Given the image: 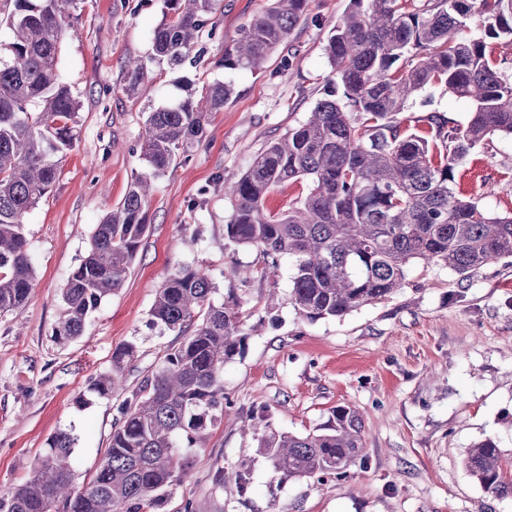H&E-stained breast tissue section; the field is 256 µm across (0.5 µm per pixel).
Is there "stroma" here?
Here are the masks:
<instances>
[{"mask_svg": "<svg viewBox=\"0 0 512 512\" xmlns=\"http://www.w3.org/2000/svg\"><path fill=\"white\" fill-rule=\"evenodd\" d=\"M269 0H222L201 62L150 64V96L127 94L124 63L148 58L163 0H78L61 39L59 66L80 103L81 126L47 198L25 218L34 288L17 312L0 315V487L27 480L56 433L75 439L77 482L88 481L111 443L122 401L154 373L175 333L151 326L166 277L203 265L215 302L235 290L246 335L224 366L230 403L161 512H512V498L486 493L463 458L492 437L512 456V257L464 279L440 263L411 265L390 297L340 317L308 321L293 307L295 260L266 258L224 236L239 178L270 142L303 124L320 100L341 99L326 46L349 0H309L288 39L256 68L227 69L224 51ZM234 87L212 113L202 141L155 180L149 228L122 286L91 315L81 336L56 343L62 290L87 255L97 224L145 170L140 144L148 112L179 103L214 81ZM468 100L430 89L405 121L429 111L456 123ZM456 195L488 213L512 214V135L476 146L455 169ZM255 274L241 280L239 269ZM136 346L122 389L102 397L91 378L113 351ZM364 422L363 457L342 475L280 479L257 451L269 432L304 435L336 407ZM248 462L250 489L217 488L214 475Z\"/></svg>", "mask_w": 512, "mask_h": 512, "instance_id": "35a3bbf8", "label": "stroma"}]
</instances>
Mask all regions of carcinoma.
Returning <instances> with one entry per match:
<instances>
[{"label": "carcinoma", "instance_id": "obj_1", "mask_svg": "<svg viewBox=\"0 0 512 512\" xmlns=\"http://www.w3.org/2000/svg\"><path fill=\"white\" fill-rule=\"evenodd\" d=\"M76 0H4L12 40L0 47V313L16 312L33 290L26 215L51 191L59 162L79 135L80 105L59 70L65 18ZM219 0H164L167 18L153 34V60L178 67L198 45ZM309 0H271L255 16L224 67H255L288 39ZM475 14L489 15L483 37H463ZM512 47V0H350L327 44L343 97L320 101L309 119L270 143L238 180L226 238L260 253L295 257L291 303L306 319L342 316L401 287L415 261L440 262L464 278L512 256V215L493 217L455 195L456 165L495 134L512 135V80L499 71L498 46ZM131 95L152 91L148 65L126 63ZM443 86L471 101L457 124L431 111L404 126L398 115L427 89ZM233 88L204 86L196 99L148 113L141 156L148 173L96 225L84 260L62 293L59 343L81 335L105 297L123 286L149 224L152 181L199 144L209 116ZM307 193L281 213L265 207L285 182ZM203 266H181L157 290L150 323L177 333L158 371L128 397L113 424L110 448L78 488L74 437L59 432L35 459L29 479L0 491V512H156L180 485L194 448L224 423V364L245 334L234 289L224 301ZM135 346L112 354V368L91 380L108 396L120 385ZM363 449V420L338 406L306 435L270 433L258 452L283 478L341 475ZM465 467L496 498L512 497V459L492 438L467 452ZM249 489L248 467L217 474L222 487Z\"/></svg>", "mask_w": 512, "mask_h": 512}]
</instances>
